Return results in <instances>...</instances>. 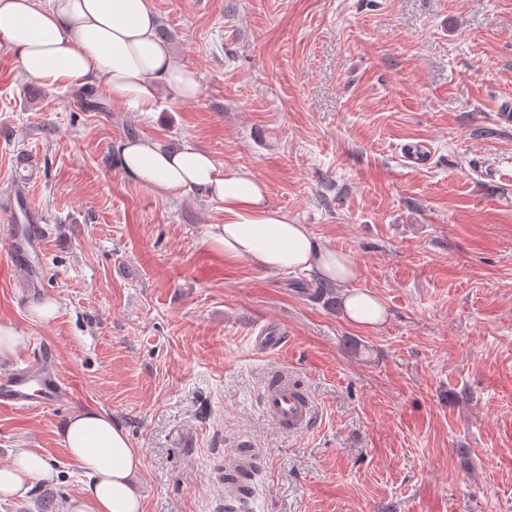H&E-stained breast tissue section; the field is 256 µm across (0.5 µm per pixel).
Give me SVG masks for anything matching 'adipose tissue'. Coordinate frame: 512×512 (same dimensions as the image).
<instances>
[{"label":"adipose tissue","mask_w":512,"mask_h":512,"mask_svg":"<svg viewBox=\"0 0 512 512\" xmlns=\"http://www.w3.org/2000/svg\"><path fill=\"white\" fill-rule=\"evenodd\" d=\"M151 0H0V45L18 58L25 75L49 90L104 83L134 111L157 110L159 89L178 100L199 95L196 72L157 35ZM116 167L153 191L177 198L203 190L224 204V221L211 225L206 243L230 259H246L269 274L315 272L343 287L341 312L352 324L374 327L385 309L356 288L362 270L348 253L318 242L269 201L264 181L244 168L219 169L193 142L168 150L140 139L124 140ZM60 441L86 478L81 498L64 512H143L133 484L141 457L110 414L88 408L64 425ZM56 478L45 458L20 448L0 467V497L24 496L34 483Z\"/></svg>","instance_id":"ef3b65f1"}]
</instances>
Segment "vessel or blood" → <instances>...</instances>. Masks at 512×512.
<instances>
[{"label": "vessel or blood", "instance_id": "obj_1", "mask_svg": "<svg viewBox=\"0 0 512 512\" xmlns=\"http://www.w3.org/2000/svg\"><path fill=\"white\" fill-rule=\"evenodd\" d=\"M6 217L12 224H37L41 221L38 209L28 192H15L10 200ZM40 250L38 237L25 233L15 235L9 243L11 260L15 268L25 275H32V261ZM287 338L279 327L266 324L252 338L254 350L263 354L279 351ZM38 385L40 406L46 407L60 401L67 388L61 376L50 368L48 360L29 362L25 367L0 375V408L29 405L31 385ZM263 408L272 423L282 432L293 434L307 428L315 418L314 404L297 380L286 372H279L269 382L263 395Z\"/></svg>", "mask_w": 512, "mask_h": 512}]
</instances>
